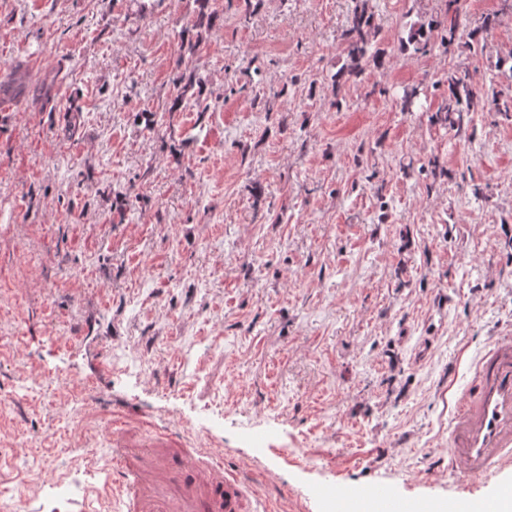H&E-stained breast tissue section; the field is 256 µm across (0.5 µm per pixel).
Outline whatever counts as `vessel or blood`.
<instances>
[{
	"label": "vessel or blood",
	"mask_w": 512,
	"mask_h": 512,
	"mask_svg": "<svg viewBox=\"0 0 512 512\" xmlns=\"http://www.w3.org/2000/svg\"><path fill=\"white\" fill-rule=\"evenodd\" d=\"M448 467L483 477L512 463V336L498 338L480 356L466 400L448 427ZM110 481L123 512H243L237 481L224 475V456L181 448L172 433H158L150 447L130 442L112 423ZM383 512H414L412 502L389 487L373 491Z\"/></svg>",
	"instance_id": "obj_1"
}]
</instances>
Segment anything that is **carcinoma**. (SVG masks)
Listing matches in <instances>:
<instances>
[{"label":"carcinoma","instance_id":"cac0c4a2","mask_svg":"<svg viewBox=\"0 0 512 512\" xmlns=\"http://www.w3.org/2000/svg\"><path fill=\"white\" fill-rule=\"evenodd\" d=\"M195 3L198 6L195 27L198 29L211 27L215 17L208 12L209 0H195ZM495 25L496 19L493 16H485L477 26L473 27L470 22L462 21L458 15L447 13L436 23V28L440 30L441 40L444 43L455 39L456 34L462 29L478 45L480 44L479 35L493 29ZM430 33V28L423 24L419 25L410 34L411 44L419 51H426L431 44ZM378 35L379 27L376 24L370 0H355L348 25L342 33L348 62L343 70L336 73L334 83H339L346 75L359 73L368 64L379 66L383 63L382 53L377 49ZM445 82L448 87V102L430 116L433 124L458 133L464 132L472 123V112L479 106L487 112H497L507 119L512 117V105L506 100H501L499 92L489 93L471 85L467 68L461 66L449 68ZM195 86L198 87L197 94L203 95L204 82L201 78L192 76L185 83L179 78L176 79L174 83L176 97L169 111H177L181 99Z\"/></svg>","mask_w":512,"mask_h":512}]
</instances>
